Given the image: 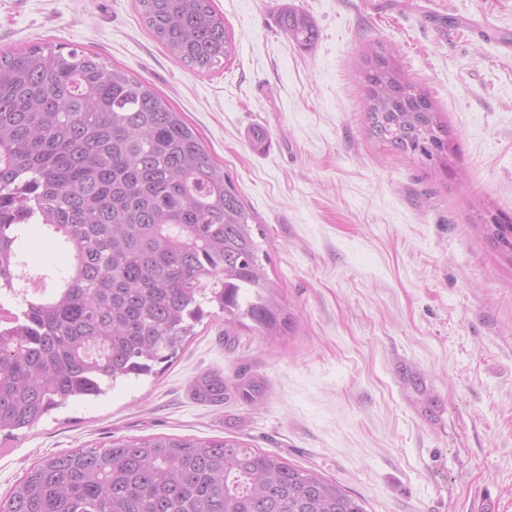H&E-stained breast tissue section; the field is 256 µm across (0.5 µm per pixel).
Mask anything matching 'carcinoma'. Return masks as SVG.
<instances>
[{"instance_id": "cac0c4a2", "label": "carcinoma", "mask_w": 512, "mask_h": 512, "mask_svg": "<svg viewBox=\"0 0 512 512\" xmlns=\"http://www.w3.org/2000/svg\"><path fill=\"white\" fill-rule=\"evenodd\" d=\"M141 22L182 64L210 71L232 56L211 0H137ZM277 22L301 49L318 39L282 3ZM370 138L448 173V124L431 96L376 41L361 54ZM42 224L68 253L31 273L20 242ZM483 228L512 255V216ZM262 225L197 135L149 83L100 57L50 44L0 53V432L30 430L71 398L155 372L196 324L224 314L233 330L276 338L296 318L269 278ZM193 396L255 406L266 385L247 365L233 380L202 372ZM0 512H366L315 469L238 439L132 437L42 457L0 500Z\"/></svg>"}]
</instances>
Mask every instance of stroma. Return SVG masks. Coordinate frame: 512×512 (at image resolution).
Returning a JSON list of instances; mask_svg holds the SVG:
<instances>
[{
    "label": "stroma",
    "mask_w": 512,
    "mask_h": 512,
    "mask_svg": "<svg viewBox=\"0 0 512 512\" xmlns=\"http://www.w3.org/2000/svg\"><path fill=\"white\" fill-rule=\"evenodd\" d=\"M279 2L213 0L235 50L201 73L150 36L136 0H0V52L81 48L181 113L263 225L298 316L278 340L203 322L157 376L0 439V496L40 457L166 434L243 440L367 512H512V259L480 223L512 215V0H290L318 29L307 50ZM375 40L441 108L448 176L370 139L351 62ZM20 247L30 266L66 264L41 225ZM245 362L268 384L262 405L192 399L196 374L230 380Z\"/></svg>",
    "instance_id": "35a3bbf8"
}]
</instances>
